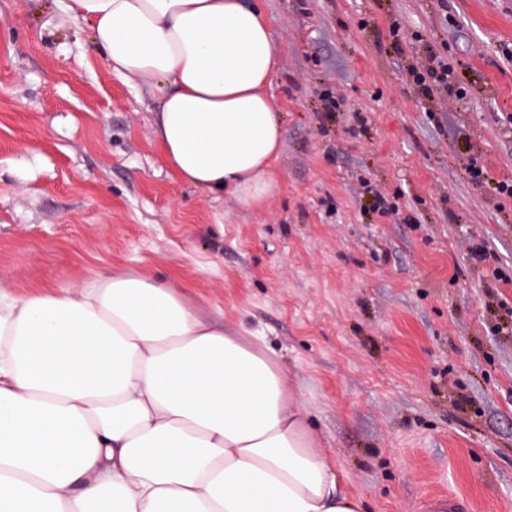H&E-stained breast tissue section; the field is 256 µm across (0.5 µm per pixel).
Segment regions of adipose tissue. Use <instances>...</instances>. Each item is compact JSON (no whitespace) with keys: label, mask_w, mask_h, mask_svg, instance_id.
Returning <instances> with one entry per match:
<instances>
[{"label":"adipose tissue","mask_w":512,"mask_h":512,"mask_svg":"<svg viewBox=\"0 0 512 512\" xmlns=\"http://www.w3.org/2000/svg\"><path fill=\"white\" fill-rule=\"evenodd\" d=\"M157 99L166 165L256 208L278 190L276 53L253 0H65ZM258 336L130 274L0 297V512H366Z\"/></svg>","instance_id":"obj_1"}]
</instances>
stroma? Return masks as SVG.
Here are the masks:
<instances>
[{
    "label": "stroma",
    "instance_id": "stroma-1",
    "mask_svg": "<svg viewBox=\"0 0 512 512\" xmlns=\"http://www.w3.org/2000/svg\"><path fill=\"white\" fill-rule=\"evenodd\" d=\"M63 4L0 0V294L169 282L263 337L368 512H512V0H261L283 145L257 209L166 166L155 100ZM431 51L463 96L418 92Z\"/></svg>",
    "mask_w": 512,
    "mask_h": 512
}]
</instances>
